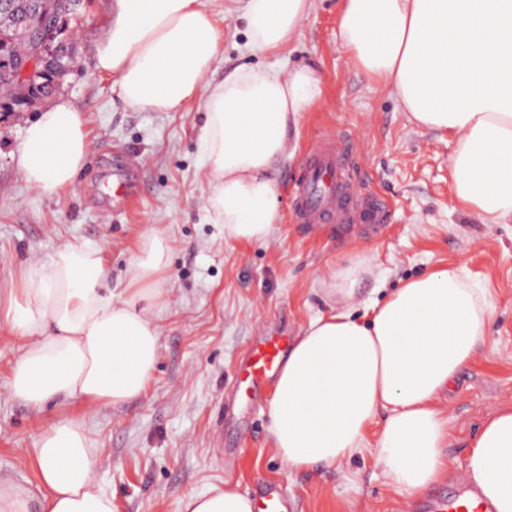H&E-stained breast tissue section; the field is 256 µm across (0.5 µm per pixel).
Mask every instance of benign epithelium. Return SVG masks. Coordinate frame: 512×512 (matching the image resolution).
<instances>
[{
    "instance_id": "obj_1",
    "label": "benign epithelium",
    "mask_w": 512,
    "mask_h": 512,
    "mask_svg": "<svg viewBox=\"0 0 512 512\" xmlns=\"http://www.w3.org/2000/svg\"><path fill=\"white\" fill-rule=\"evenodd\" d=\"M56 26L55 14L42 7L37 21L21 33L23 39L31 45V50L14 60L13 74L27 93L37 86L54 85L55 80L70 66V60L56 55L49 45V32L56 29Z\"/></svg>"
}]
</instances>
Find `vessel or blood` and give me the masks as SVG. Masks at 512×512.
I'll list each match as a JSON object with an SVG mask.
<instances>
[{"instance_id": "b4317fda", "label": "vessel or blood", "mask_w": 512, "mask_h": 512, "mask_svg": "<svg viewBox=\"0 0 512 512\" xmlns=\"http://www.w3.org/2000/svg\"><path fill=\"white\" fill-rule=\"evenodd\" d=\"M354 152L350 138L319 137L303 158L304 170L294 182V218L300 224H372L387 220L388 204L368 193L354 178ZM134 181L115 176L104 193L115 208L132 198ZM293 342L280 334L256 339L242 358L246 392H255L264 382L277 376ZM256 501L262 512H294L281 488L273 482L261 483ZM423 512H495L490 500L468 486L450 488L446 497L428 494Z\"/></svg>"}]
</instances>
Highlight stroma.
<instances>
[{"mask_svg":"<svg viewBox=\"0 0 512 512\" xmlns=\"http://www.w3.org/2000/svg\"><path fill=\"white\" fill-rule=\"evenodd\" d=\"M222 44L217 72L240 65L305 63L323 93L300 113L291 154L277 166L281 219L264 244L225 240L203 197L208 178L199 165L202 100L177 112L125 106L118 85L93 69L98 38L112 0H82L63 41L73 63L55 90L30 106L0 111V300L22 266L75 241L103 248L109 285L121 295L139 235L152 227L173 240L162 286L160 354L145 393L119 407L88 408L80 400L35 411L8 396L16 345L0 324V478L37 490V467L25 454L40 431L61 417L83 421L96 445L98 480L113 512H181L186 495L231 484L254 496L261 481L282 485L297 512H410L413 503L389 488L374 458V434L341 468H289L269 436V397L249 407L237 382L240 361L259 336H298L329 313L322 280L330 269L363 257L355 312L382 301L408 278L464 262L472 278L495 290L492 321L475 360L461 371L443 403L453 468L447 485L464 483L470 443L498 406L512 404V222L485 224L457 202L448 177L450 150L438 133L410 125L381 83L355 68L336 38L339 0H315L298 39L274 55L254 56L238 0H205ZM65 103L84 110L90 159L73 186L56 196L29 189L12 152L43 107ZM349 132L359 161L357 180L390 205L378 231L354 226L341 233L300 224L290 192L305 151L324 133ZM139 170V197L116 211L87 189L111 179L112 157Z\"/></svg>","mask_w":512,"mask_h":512,"instance_id":"obj_1","label":"stroma"}]
</instances>
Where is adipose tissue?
<instances>
[{
	"label": "adipose tissue",
	"mask_w": 512,
	"mask_h": 512,
	"mask_svg": "<svg viewBox=\"0 0 512 512\" xmlns=\"http://www.w3.org/2000/svg\"><path fill=\"white\" fill-rule=\"evenodd\" d=\"M314 2L245 0L249 52L289 47ZM338 37L351 63L386 86L410 122L447 134L462 207L486 224L512 221V0H341ZM219 50L204 0H113L94 69L115 77L135 109L176 112L203 100L205 207L226 238L265 243L279 222L273 173L322 83L302 64L239 66L220 77ZM89 153L83 110L53 104L27 125L14 162L29 188L51 196L75 182ZM171 251L165 230L141 234L118 300L94 244L69 243L23 266L0 304V321L19 344L10 397L40 410L69 399L114 407L142 395L159 359L157 312L167 302L159 277ZM365 270L360 257L330 271L335 308L311 320L291 347L274 384L270 437L292 468H333L361 453L378 426L377 463L409 500L448 473V415L439 402L475 359L494 295L451 265L407 281L362 322L352 307ZM27 454L39 489L0 484V512H112L82 422H53ZM465 475L495 512H512V406L485 421ZM253 510L227 486L186 496L181 512Z\"/></svg>",
	"instance_id": "1"
}]
</instances>
